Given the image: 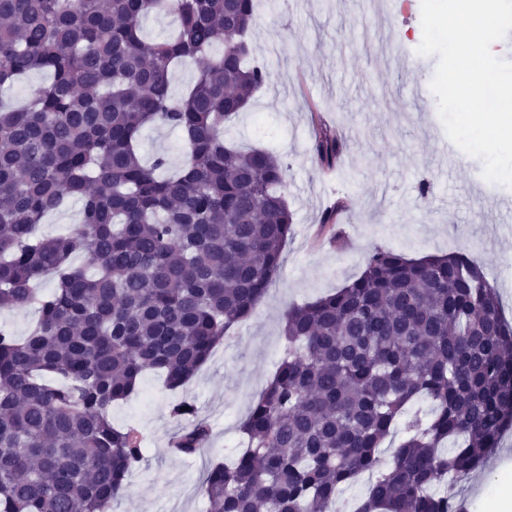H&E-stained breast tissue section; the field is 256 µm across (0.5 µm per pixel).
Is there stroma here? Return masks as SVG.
Instances as JSON below:
<instances>
[{
	"mask_svg": "<svg viewBox=\"0 0 512 512\" xmlns=\"http://www.w3.org/2000/svg\"><path fill=\"white\" fill-rule=\"evenodd\" d=\"M421 40V0H402L391 13L380 0H275L257 12L249 42L271 80L226 123L224 136L281 157L294 234L255 313L230 330L182 388L165 389L149 371L136 395L113 406V425L136 426L147 452L112 512H207L198 486L209 464L237 451L240 424L280 361L288 307L359 276L374 247L413 259L470 253L498 283L503 315L512 322V223L494 208L512 204V188L491 183L487 195L476 194L482 159L453 144L438 150L447 138L429 89L438 58L418 53ZM392 43L414 57L415 66L391 58ZM315 110L348 143L341 165L331 171L320 168L311 151ZM158 152L174 168L187 161L180 134L154 126L144 133L141 155L148 161ZM424 181L431 189L423 198ZM337 200L343 204L341 249L315 237L325 207ZM182 398L193 400L212 428L209 444L192 458L169 449L181 426L170 405ZM502 442L509 454L486 458L482 489L464 487L467 512H491L502 484H512V432Z\"/></svg>",
	"mask_w": 512,
	"mask_h": 512,
	"instance_id": "1",
	"label": "stroma"
}]
</instances>
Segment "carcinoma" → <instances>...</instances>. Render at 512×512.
<instances>
[{"instance_id":"cac0c4a2","label":"carcinoma","mask_w":512,"mask_h":512,"mask_svg":"<svg viewBox=\"0 0 512 512\" xmlns=\"http://www.w3.org/2000/svg\"><path fill=\"white\" fill-rule=\"evenodd\" d=\"M160 12L176 30L149 40L142 21ZM255 21L256 0H0V87L49 76L24 105L0 103V310H40L21 339L0 327V512H107L146 454L112 406L147 371L183 386L278 275L293 234L284 164L224 139L270 78L249 60ZM186 61L195 78L177 96L169 76ZM155 124L182 136L175 171L138 154ZM312 148L333 169L346 144L318 124ZM70 198L82 223L41 235ZM42 280L52 290L39 297ZM283 338L244 447L199 487L209 512H337L363 473L355 512H462L448 486L512 429V325L468 253L376 247L357 278L288 310ZM420 399L430 415L410 413ZM171 414L188 421L177 453L203 451L196 406Z\"/></svg>"}]
</instances>
